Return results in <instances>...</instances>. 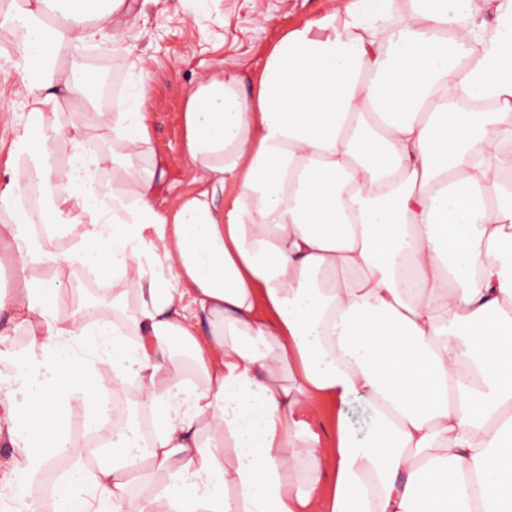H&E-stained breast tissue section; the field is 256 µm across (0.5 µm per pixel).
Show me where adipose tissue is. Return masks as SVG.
<instances>
[{"mask_svg":"<svg viewBox=\"0 0 512 512\" xmlns=\"http://www.w3.org/2000/svg\"><path fill=\"white\" fill-rule=\"evenodd\" d=\"M124 4L0 11L17 49L0 71L25 89L0 172V387L21 388L0 399V512H29L58 458L54 512H512V155L495 151L512 0H334L255 91L223 71L189 95L204 187L164 211L163 165L132 163L150 139L139 97L103 120L67 63L121 48ZM64 100L80 120L61 122ZM112 137L121 152L102 151ZM33 186L46 201L29 210ZM77 267L112 275L91 321L69 314ZM117 391L151 414L150 443L112 429Z\"/></svg>","mask_w":512,"mask_h":512,"instance_id":"1","label":"adipose tissue"}]
</instances>
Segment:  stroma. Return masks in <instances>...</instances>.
I'll return each instance as SVG.
<instances>
[{"instance_id": "stroma-1", "label": "stroma", "mask_w": 512, "mask_h": 512, "mask_svg": "<svg viewBox=\"0 0 512 512\" xmlns=\"http://www.w3.org/2000/svg\"><path fill=\"white\" fill-rule=\"evenodd\" d=\"M331 5V0H126L127 9L117 18L123 49L94 42L76 52L75 65L98 78L95 93L105 113L118 111L121 97L135 93L151 113V139L133 163L164 164L159 209L200 188L182 147L181 113L188 95L223 70L239 74L246 89H253L273 46Z\"/></svg>"}]
</instances>
